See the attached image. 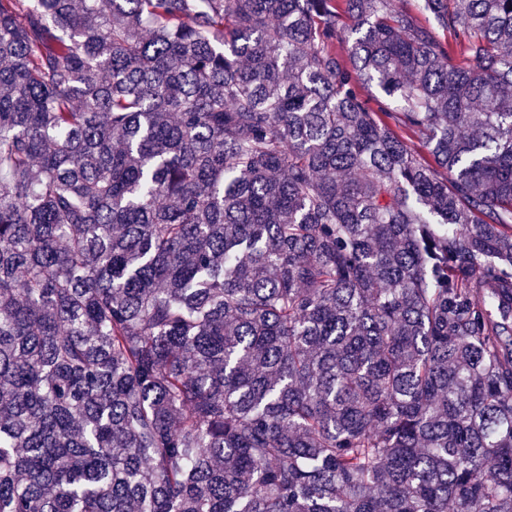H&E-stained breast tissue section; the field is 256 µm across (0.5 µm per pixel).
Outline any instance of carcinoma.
Returning a JSON list of instances; mask_svg holds the SVG:
<instances>
[{
  "instance_id": "carcinoma-1",
  "label": "carcinoma",
  "mask_w": 512,
  "mask_h": 512,
  "mask_svg": "<svg viewBox=\"0 0 512 512\" xmlns=\"http://www.w3.org/2000/svg\"><path fill=\"white\" fill-rule=\"evenodd\" d=\"M0 512H512V0H0Z\"/></svg>"
}]
</instances>
